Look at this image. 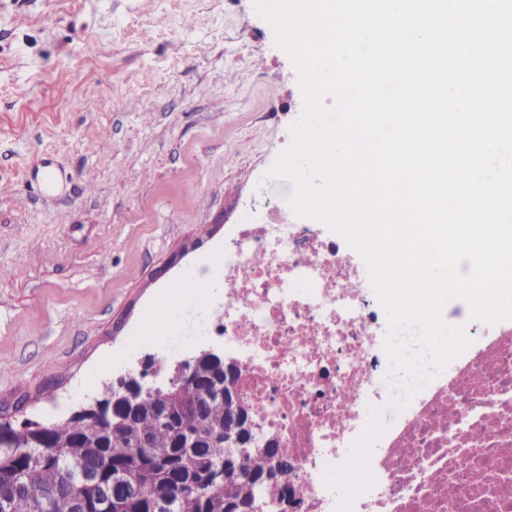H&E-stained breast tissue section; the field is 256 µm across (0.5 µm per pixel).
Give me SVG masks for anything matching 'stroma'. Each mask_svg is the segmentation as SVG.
<instances>
[{"label": "stroma", "instance_id": "stroma-1", "mask_svg": "<svg viewBox=\"0 0 512 512\" xmlns=\"http://www.w3.org/2000/svg\"><path fill=\"white\" fill-rule=\"evenodd\" d=\"M302 105L252 0H0V403L30 397L12 427L159 350L157 300L286 202L266 172Z\"/></svg>", "mask_w": 512, "mask_h": 512}]
</instances>
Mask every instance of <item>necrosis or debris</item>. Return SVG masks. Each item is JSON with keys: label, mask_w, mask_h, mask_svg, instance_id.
Segmentation results:
<instances>
[{"label": "necrosis or debris", "mask_w": 512, "mask_h": 512, "mask_svg": "<svg viewBox=\"0 0 512 512\" xmlns=\"http://www.w3.org/2000/svg\"><path fill=\"white\" fill-rule=\"evenodd\" d=\"M457 321L472 345L389 420L370 452L374 482L350 512H512V319L484 325L462 302ZM386 329L343 242L278 213L237 226L220 293L164 341L223 340L256 423L293 467L279 512H337L342 493L325 475L384 404Z\"/></svg>", "instance_id": "4bbe7bcc"}]
</instances>
